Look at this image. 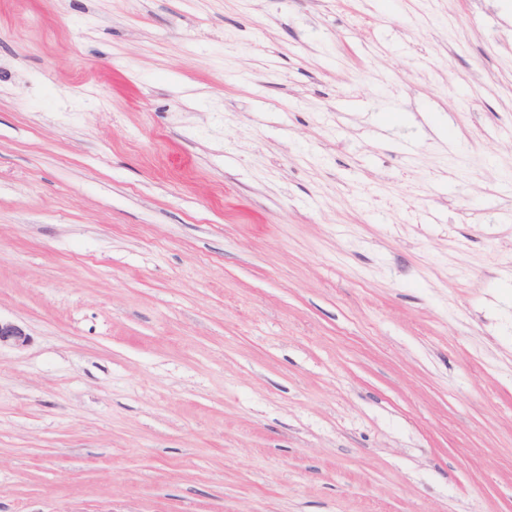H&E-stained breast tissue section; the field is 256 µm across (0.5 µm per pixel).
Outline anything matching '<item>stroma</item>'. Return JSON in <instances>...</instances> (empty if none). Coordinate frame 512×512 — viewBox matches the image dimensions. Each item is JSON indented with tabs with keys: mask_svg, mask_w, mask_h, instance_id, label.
<instances>
[{
	"mask_svg": "<svg viewBox=\"0 0 512 512\" xmlns=\"http://www.w3.org/2000/svg\"><path fill=\"white\" fill-rule=\"evenodd\" d=\"M0 512H512V0H0ZM30 338L24 330L10 321H2L0 318V346L10 345L21 348L28 344Z\"/></svg>",
	"mask_w": 512,
	"mask_h": 512,
	"instance_id": "stroma-1",
	"label": "stroma"
}]
</instances>
